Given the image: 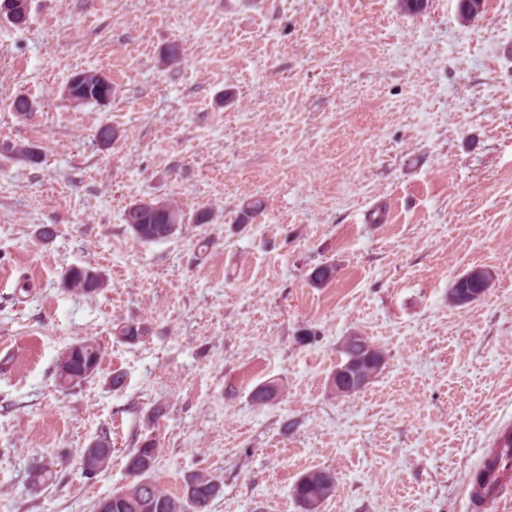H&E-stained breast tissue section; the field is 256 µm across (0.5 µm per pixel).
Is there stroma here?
Returning <instances> with one entry per match:
<instances>
[{
    "label": "stroma",
    "instance_id": "obj_1",
    "mask_svg": "<svg viewBox=\"0 0 512 512\" xmlns=\"http://www.w3.org/2000/svg\"><path fill=\"white\" fill-rule=\"evenodd\" d=\"M458 5L30 0L25 26L0 20V512H95L149 436L165 491L221 480L208 512H300L292 486L320 468L337 477L322 512H466L512 424V0L467 22ZM172 42L176 69L160 62ZM86 69L109 103L65 96ZM21 95L34 112H14ZM28 144L41 164L17 154ZM144 197L181 205L173 237H133L124 213ZM253 199L263 212L237 225ZM77 265L106 288L66 291ZM475 267L493 288L450 305ZM121 321L148 336L120 341ZM351 335L386 361L339 396ZM87 337L99 371L58 390L61 354ZM270 381L279 397L253 405ZM104 434L112 459L87 477ZM47 460L57 478L33 489Z\"/></svg>",
    "mask_w": 512,
    "mask_h": 512
}]
</instances>
